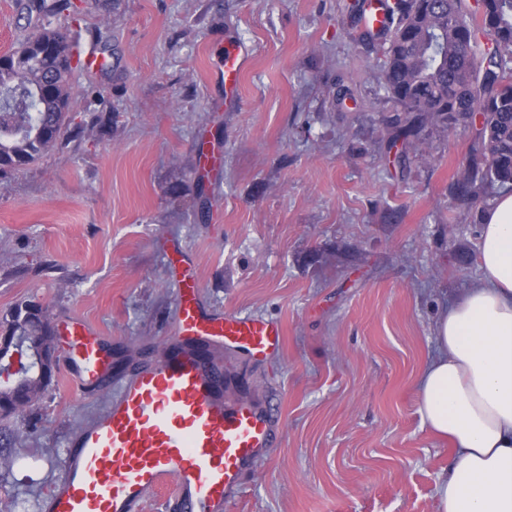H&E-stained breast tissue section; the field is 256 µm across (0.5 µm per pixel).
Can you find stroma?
<instances>
[{
  "instance_id": "obj_1",
  "label": "stroma",
  "mask_w": 512,
  "mask_h": 512,
  "mask_svg": "<svg viewBox=\"0 0 512 512\" xmlns=\"http://www.w3.org/2000/svg\"><path fill=\"white\" fill-rule=\"evenodd\" d=\"M346 0H87L62 146L0 171V315L40 304L117 356L82 391L57 364L43 401L0 419V512H44L69 442L130 360L175 334L177 269L208 312L281 322L280 351L219 348L228 399L273 408L277 438L226 512H437L448 446L417 412L437 313L478 280L481 211L452 188L473 129H426L399 167L379 58ZM248 63L224 101V45ZM219 169L200 173L201 143Z\"/></svg>"
}]
</instances>
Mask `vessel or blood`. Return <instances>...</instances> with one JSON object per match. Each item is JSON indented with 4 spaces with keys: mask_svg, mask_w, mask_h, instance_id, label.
Segmentation results:
<instances>
[{
    "mask_svg": "<svg viewBox=\"0 0 512 512\" xmlns=\"http://www.w3.org/2000/svg\"><path fill=\"white\" fill-rule=\"evenodd\" d=\"M247 58L224 53V81L236 84ZM176 297V340L142 364L106 412L86 428L65 457L49 512H137L146 491L171 488L181 512H225L230 493L267 448L273 418L267 408L224 396V366L208 353L225 345L263 357L279 350V323L242 313H203L198 282L186 274ZM71 371L88 384L108 373L110 355L88 325L59 327Z\"/></svg>",
    "mask_w": 512,
    "mask_h": 512,
    "instance_id": "vessel-or-blood-1",
    "label": "vessel or blood"
}]
</instances>
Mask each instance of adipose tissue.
I'll list each match as a JSON object with an SVG mask.
<instances>
[{"label":"adipose tissue","instance_id":"1","mask_svg":"<svg viewBox=\"0 0 512 512\" xmlns=\"http://www.w3.org/2000/svg\"><path fill=\"white\" fill-rule=\"evenodd\" d=\"M478 282L444 305L417 387L422 424L450 446L437 512H512V194L479 226Z\"/></svg>","mask_w":512,"mask_h":512}]
</instances>
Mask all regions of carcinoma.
<instances>
[{"instance_id":"obj_1","label":"carcinoma","mask_w":512,"mask_h":512,"mask_svg":"<svg viewBox=\"0 0 512 512\" xmlns=\"http://www.w3.org/2000/svg\"><path fill=\"white\" fill-rule=\"evenodd\" d=\"M32 31L0 55V169L29 166L55 148L68 132L72 109L71 76L85 66L78 46L52 17L66 11L80 27L82 14L72 0H18ZM492 28L498 58L483 49L480 33ZM379 84L396 113L386 123L394 146L411 148L417 160L428 157L419 134L426 127L447 132L454 127L448 112L461 106L483 115L477 148L455 182L459 195L473 204L490 205L486 187L512 188V0H489L481 16L470 0H433L420 10L417 0H397L389 6L388 25L381 29ZM23 334L31 342L53 345V327L41 306L19 303L5 315L4 334ZM8 355L0 353V377L12 384L0 387V416L36 406L53 375H37L25 364L9 372Z\"/></svg>"}]
</instances>
